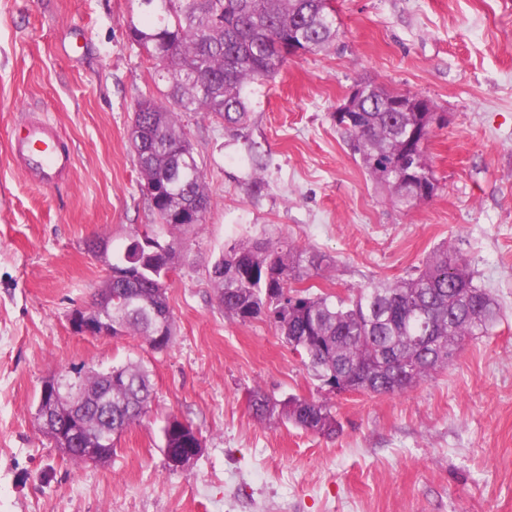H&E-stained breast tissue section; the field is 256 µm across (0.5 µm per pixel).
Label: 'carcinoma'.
<instances>
[{
	"instance_id": "carcinoma-1",
	"label": "carcinoma",
	"mask_w": 512,
	"mask_h": 512,
	"mask_svg": "<svg viewBox=\"0 0 512 512\" xmlns=\"http://www.w3.org/2000/svg\"><path fill=\"white\" fill-rule=\"evenodd\" d=\"M333 0H139V21L129 20L131 40L159 67L167 83L161 102L137 101L133 142H142L137 162L143 184L160 195L148 200L160 225L170 214L208 198L205 175L179 122L181 112H204L224 120V128L244 127L252 112L251 86L275 79L288 48L295 53L326 52L336 42ZM221 22H211L214 16ZM406 108L391 106L394 98ZM417 95L364 85L357 112L339 126L353 153L395 202L411 209L435 193L436 180L425 142L436 127L434 113L415 111ZM414 170L400 176L398 165ZM326 266V256L310 247L267 240L242 242L223 254L212 279L224 314L247 321L266 314L282 340L304 355L326 385L345 380L370 394H402L438 368L448 365L466 338L488 334L499 311L493 299L473 284L467 264L446 246L431 255L417 274L391 284L360 288L346 299L331 300L294 289ZM112 324L123 336H137L153 350L172 344L174 320L159 269L145 252L128 249L112 263ZM57 374L67 400L87 387L97 398L88 410L87 434L103 429L122 434L145 417L153 389L140 363L112 367L107 386L96 375L73 369ZM253 415L269 424L286 420L306 431L333 436L338 422L330 407L310 399L277 401L257 389L250 396ZM163 447L188 450L198 438L193 428L162 429Z\"/></svg>"
}]
</instances>
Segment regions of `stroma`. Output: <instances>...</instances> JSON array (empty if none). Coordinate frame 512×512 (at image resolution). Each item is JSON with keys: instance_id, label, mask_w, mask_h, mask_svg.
Returning <instances> with one entry per match:
<instances>
[{"instance_id": "stroma-1", "label": "stroma", "mask_w": 512, "mask_h": 512, "mask_svg": "<svg viewBox=\"0 0 512 512\" xmlns=\"http://www.w3.org/2000/svg\"><path fill=\"white\" fill-rule=\"evenodd\" d=\"M338 38L288 57L255 86L247 127L184 112L206 175L204 224L177 230L168 282L170 347L87 336L71 325L107 275L87 249L121 253L155 221L129 141L135 104L159 96L153 64L128 38L130 0H0V512H512V0H335ZM426 97L448 122L427 154L437 189L407 210L353 156L334 113L358 85ZM51 119L75 155L51 189L15 164L18 118ZM288 240L333 258L314 293L415 274L451 246L500 317L448 366L396 395L336 394L266 318L219 308L209 272L248 240ZM130 361L155 398L86 465L41 436L43 380ZM328 405L320 436L252 414L254 389ZM203 447L188 470L162 451L170 418Z\"/></svg>"}]
</instances>
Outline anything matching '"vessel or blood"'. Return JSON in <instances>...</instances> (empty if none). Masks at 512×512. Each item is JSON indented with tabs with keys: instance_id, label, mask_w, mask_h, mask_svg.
<instances>
[{
	"instance_id": "obj_1",
	"label": "vessel or blood",
	"mask_w": 512,
	"mask_h": 512,
	"mask_svg": "<svg viewBox=\"0 0 512 512\" xmlns=\"http://www.w3.org/2000/svg\"><path fill=\"white\" fill-rule=\"evenodd\" d=\"M10 147L19 166L37 187H52L73 170L74 152L50 121H18Z\"/></svg>"
}]
</instances>
